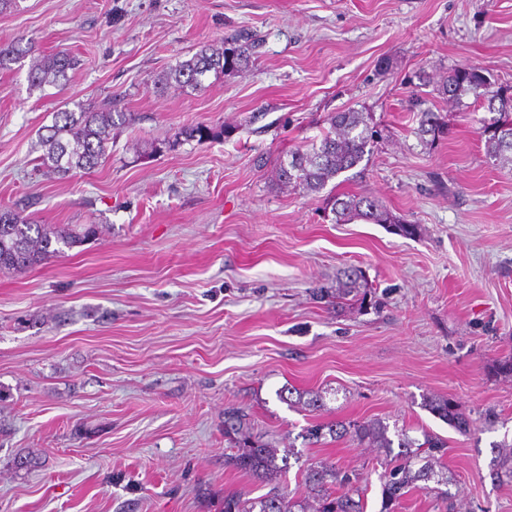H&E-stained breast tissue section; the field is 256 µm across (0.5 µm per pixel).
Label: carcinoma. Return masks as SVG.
<instances>
[{"mask_svg": "<svg viewBox=\"0 0 512 512\" xmlns=\"http://www.w3.org/2000/svg\"><path fill=\"white\" fill-rule=\"evenodd\" d=\"M254 44L253 35L245 33L227 37L219 46L204 45L192 58L172 67L159 83L163 86L173 82L181 88L201 90L212 73L235 75L248 69L252 65ZM36 52L33 40L24 36L14 38L0 47V71L12 70V65ZM77 65V58L66 50L41 56L28 72L30 87H61L68 80V72ZM440 92L450 103L470 95L493 114L484 129L488 133L486 154L512 166V95L508 89L495 86L484 69L463 63L448 71ZM423 105L425 100L417 94L409 99L410 111L419 115L416 134L422 140L427 135H436L442 128V117ZM126 120V113L116 108L96 109L84 104L53 113L52 124L39 133L42 153L36 158V166L59 179L94 170L108 155L112 138L119 134ZM328 121L330 128L320 141L288 152V162L279 165L280 182L318 192L340 174L359 166L380 140L381 130L368 112H337ZM227 133L229 130L222 125L196 124L183 128L175 140L163 142L161 147L169 149L182 137L199 142L222 140ZM331 211L338 224L360 220L392 224L404 234L413 232V225L404 223L368 195L339 194L333 199ZM97 234L96 224H78L62 230L51 224H33L20 212L1 208L0 272L38 265ZM340 276L336 298L346 300L352 296L366 302L368 291L362 289L361 271L347 268ZM326 395L322 390H301L294 386L278 392L279 400L288 406L301 405L312 411L326 406ZM424 406L461 434L469 433L473 427L470 415L451 398L431 396ZM300 437L307 447L329 439L373 449L374 460L384 466L381 512H395L401 500L415 490L434 495L438 507L454 512L448 492L454 478L445 463L448 442L435 434L425 431L422 438H414L396 425L392 427L381 418H373L319 421L304 429ZM224 438L230 449L225 456L226 466L251 476L267 486L268 491L254 498L242 492L228 493L224 495L223 512H364L365 473L346 470L328 460L303 467L308 496L298 498L287 493L281 485L282 473L288 468V459L298 463L302 455L292 447L282 452L254 433L244 409L234 406L224 409ZM497 448L490 462L491 475L500 484L512 483V443L503 442Z\"/></svg>", "mask_w": 512, "mask_h": 512, "instance_id": "obj_1", "label": "carcinoma"}]
</instances>
